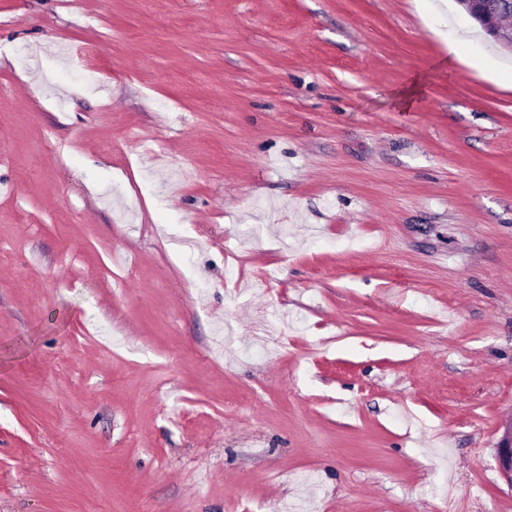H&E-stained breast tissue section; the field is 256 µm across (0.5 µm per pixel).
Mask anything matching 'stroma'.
<instances>
[{
  "label": "stroma",
  "mask_w": 512,
  "mask_h": 512,
  "mask_svg": "<svg viewBox=\"0 0 512 512\" xmlns=\"http://www.w3.org/2000/svg\"><path fill=\"white\" fill-rule=\"evenodd\" d=\"M438 5L0 0V512H512V55ZM496 463L501 476L512 488V418L498 442Z\"/></svg>",
  "instance_id": "stroma-1"
}]
</instances>
